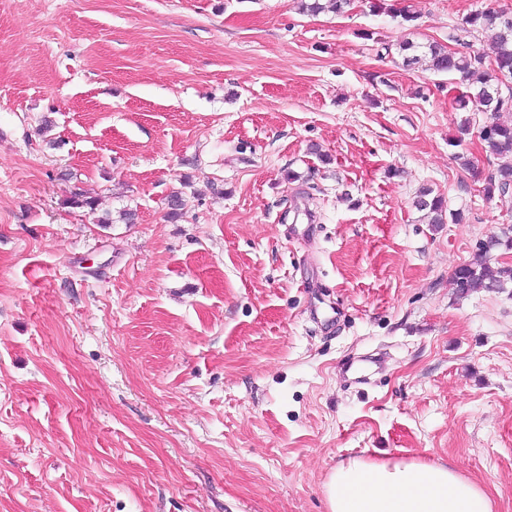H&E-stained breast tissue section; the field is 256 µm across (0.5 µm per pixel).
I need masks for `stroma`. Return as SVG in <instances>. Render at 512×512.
Wrapping results in <instances>:
<instances>
[{"mask_svg":"<svg viewBox=\"0 0 512 512\" xmlns=\"http://www.w3.org/2000/svg\"><path fill=\"white\" fill-rule=\"evenodd\" d=\"M490 8L0 0V512H328L355 457L512 512V288L451 282L512 112L399 51L490 52ZM419 211H424L428 223L443 224L446 220V207L443 198L440 195H433L430 188L423 189L414 202Z\"/></svg>","mask_w":512,"mask_h":512,"instance_id":"stroma-1","label":"stroma"}]
</instances>
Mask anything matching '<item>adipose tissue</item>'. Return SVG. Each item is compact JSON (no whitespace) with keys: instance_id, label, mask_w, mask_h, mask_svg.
<instances>
[{"instance_id":"ef3b65f1","label":"adipose tissue","mask_w":512,"mask_h":512,"mask_svg":"<svg viewBox=\"0 0 512 512\" xmlns=\"http://www.w3.org/2000/svg\"><path fill=\"white\" fill-rule=\"evenodd\" d=\"M325 488L330 512H493L483 488L443 464L355 458Z\"/></svg>"}]
</instances>
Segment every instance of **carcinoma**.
<instances>
[{"mask_svg": "<svg viewBox=\"0 0 512 512\" xmlns=\"http://www.w3.org/2000/svg\"><path fill=\"white\" fill-rule=\"evenodd\" d=\"M464 24L473 30L496 31L491 56L450 53L435 44L420 48L409 42L400 44L399 50L405 53L403 64L406 67L421 65L435 73L459 76V84L465 86V90L455 97L457 109L474 112L478 107L474 97L478 93L495 92L504 87L512 96V20H506L500 10H484L469 14ZM480 138L487 152L502 160L485 183L483 193L489 199L500 197L512 188V123L485 126L480 131ZM415 206L425 212L428 223H445V202L431 189L420 192ZM501 245L511 248L512 238L492 237L479 243L475 261L455 271L453 285L463 293H470L498 292L512 284V266H503L496 271L488 266L491 250Z\"/></svg>", "mask_w": 512, "mask_h": 512, "instance_id": "1", "label": "carcinoma"}]
</instances>
